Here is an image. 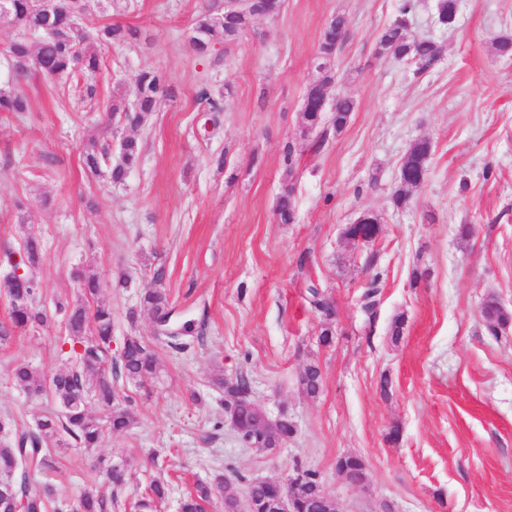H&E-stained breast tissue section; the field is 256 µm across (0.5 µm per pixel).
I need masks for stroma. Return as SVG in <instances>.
<instances>
[{
  "instance_id": "1",
  "label": "stroma",
  "mask_w": 512,
  "mask_h": 512,
  "mask_svg": "<svg viewBox=\"0 0 512 512\" xmlns=\"http://www.w3.org/2000/svg\"><path fill=\"white\" fill-rule=\"evenodd\" d=\"M404 1L284 0L215 61L190 40L201 0L126 9L91 0L85 27L118 24L138 36L96 44L90 92L35 72L17 82L0 62V88L28 103L0 113V277L37 234L32 275L48 315L0 345V417L22 428L58 411L53 399L29 398L13 367L23 360L50 376L69 366L53 301L82 303L83 277L98 279L112 309L113 353L135 335L158 363L142 382L115 384L135 417L130 430L91 451L60 449L55 469L31 473V490L49 483L71 502L91 492L111 499L112 512H135L161 479L169 493L158 512H178L197 482L221 475L243 493L302 469L318 474L338 512H512V320L493 334L481 316L492 297L512 317V56L494 46L512 35V0H461L449 27L437 21V0H408L406 14ZM338 13L348 38L330 63V90L356 107L342 131L323 123L306 132L303 96ZM401 16L411 38L442 49L425 74L377 52ZM148 69L166 74L170 96L138 128L111 119L113 97L133 102V76ZM204 82L224 102L207 133ZM127 137L141 156L123 184L84 168L89 139L116 146ZM421 139L433 145L426 178L396 207L401 160ZM287 188L291 224L274 211ZM366 211L380 232L357 245L346 230ZM313 285L334 305L327 346ZM155 288L178 321L195 323L182 348L157 341L149 319H129ZM310 364L322 375L313 398L299 383ZM219 374L245 376L269 417H288V441L273 451L243 443L212 383ZM350 454L365 464L359 489L336 469ZM100 459L127 466L124 488L95 476Z\"/></svg>"
}]
</instances>
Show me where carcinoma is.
I'll list each match as a JSON object with an SVG mask.
<instances>
[{
	"instance_id": "carcinoma-1",
	"label": "carcinoma",
	"mask_w": 512,
	"mask_h": 512,
	"mask_svg": "<svg viewBox=\"0 0 512 512\" xmlns=\"http://www.w3.org/2000/svg\"><path fill=\"white\" fill-rule=\"evenodd\" d=\"M86 10L84 0H53L51 7H45L44 0H11L7 24L18 31L17 37L0 53L10 61V71L22 77L31 71L52 79L57 76L86 77L99 70L100 59L91 51L93 44L120 43L137 37V31L120 25H111L89 30L75 24L76 15ZM247 14L223 10L220 5L204 0L193 31L192 43L204 56L211 55L215 46L234 39L249 24ZM346 27L343 16L333 17L323 31L318 56L321 66L317 67L320 77L317 82L324 85L334 83V74L325 66L326 61L336 56L340 49V30ZM378 51L412 62L416 72H425L435 66L441 57V47L433 41L411 40L407 35V23L403 18L389 24L380 34ZM136 101L129 105L121 97L112 98L110 112L119 122L131 127L141 126L151 112L155 111L160 101L171 93L166 77L155 70H142L135 75ZM25 97L12 90L0 91V112H23L26 110ZM355 103L349 97L335 102L332 109H327L320 98L311 91H306L302 116L304 128L311 130L324 120L326 112H331L329 123L337 132L348 122L354 111ZM431 143L427 140L416 142L405 154L401 167L400 186L393 195L395 205L407 203L408 189L424 182L427 171V159L431 154ZM139 159L138 142L125 138L120 145L118 160H112L110 148L98 150L94 142H89L84 153V163L93 173L105 171L110 181L121 184ZM292 189H287L277 199L275 214L283 224L295 220L292 203ZM380 218L374 213L363 214L356 223L350 225L347 233H373ZM41 243L37 236L30 235L25 242V258L30 267H35L40 260ZM37 283H32L20 291L7 289L10 298V325L0 326V342L11 338V332H20L31 326L40 325L46 319V313L36 305ZM100 285L96 278L89 277L83 282L86 302L72 305L58 299L54 302L55 310L66 318L68 330L67 343L76 351L77 361L65 370L58 372L57 380L49 383L45 376L25 362H18L13 368L17 384L32 396H50L60 402L64 411L60 414H45L38 417L30 431L14 435L13 440L4 444L0 442V488L10 491L14 507L19 512H107L112 501L91 493L80 499L74 506L71 501L59 496L55 488L46 484L33 492L28 483L29 472L51 470L55 467L53 453L59 436L66 435L71 443L79 448L92 450L99 446L105 432L121 433L129 429L134 422L131 410L116 402L114 382L124 378L137 382L154 374L157 370L155 352L137 336H128L124 340L119 360H112V310L98 301ZM311 303L326 318V326L321 331L322 342L332 341L331 320L334 308L330 298L317 288L310 287ZM172 312L166 295L160 291L146 293L141 307L131 312V318L139 315L154 320H165ZM482 316L487 329L497 334V328L509 321L508 314L494 298L487 299L482 306ZM216 383L224 388V394L230 398L229 407L235 409L242 418L253 412L249 399L248 380L240 376L234 382L222 377ZM303 392L313 397L320 389L321 372L319 367L308 365L300 378ZM105 407L106 419L101 421L93 417L88 410L90 402ZM293 428L288 418H282L275 426L256 435L244 434L242 438L248 443L261 442L268 449L277 447L288 439ZM338 471L356 484L364 482V464L357 456H344L337 462ZM98 473L108 483L121 487L126 483V469L120 465L99 464ZM306 496L299 503L298 512H323L320 502L326 499V493L314 471L303 472ZM283 485L274 483L256 484L248 493L252 503L259 504L278 495ZM167 495L164 482L155 480L148 493L136 503L140 512L152 508V505L165 499ZM218 496L222 499L226 512H237L238 500L229 493L224 477L219 476L211 485L196 486L195 493L189 495L181 504V512H204L203 504Z\"/></svg>"
}]
</instances>
